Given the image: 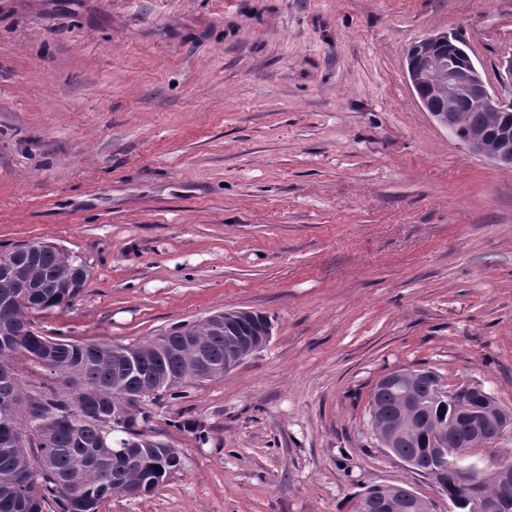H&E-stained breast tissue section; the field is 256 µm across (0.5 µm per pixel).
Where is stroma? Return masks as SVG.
<instances>
[{
  "mask_svg": "<svg viewBox=\"0 0 512 512\" xmlns=\"http://www.w3.org/2000/svg\"><path fill=\"white\" fill-rule=\"evenodd\" d=\"M446 30L512 99V0H0V254L46 241L91 272L35 332L272 323L236 368L143 399L181 464L99 512H354L373 485L456 512L369 422L399 367L512 411V168L405 76Z\"/></svg>",
  "mask_w": 512,
  "mask_h": 512,
  "instance_id": "35a3bbf8",
  "label": "stroma"
}]
</instances>
